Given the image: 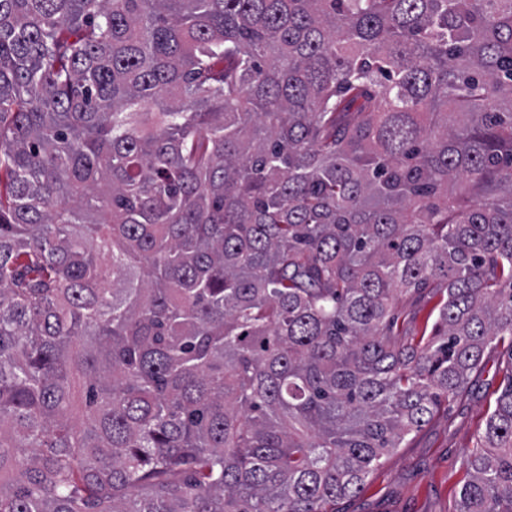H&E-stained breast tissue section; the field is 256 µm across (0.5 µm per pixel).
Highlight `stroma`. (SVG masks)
I'll return each instance as SVG.
<instances>
[{
  "label": "stroma",
  "mask_w": 512,
  "mask_h": 512,
  "mask_svg": "<svg viewBox=\"0 0 512 512\" xmlns=\"http://www.w3.org/2000/svg\"><path fill=\"white\" fill-rule=\"evenodd\" d=\"M440 302L433 292L404 298L400 324L414 331L432 325ZM511 365L503 352L487 351L481 369L470 376L467 392L441 403L425 426L386 454L363 489L338 502L339 512H456L468 478L465 454L484 427L490 393Z\"/></svg>",
  "instance_id": "1"
}]
</instances>
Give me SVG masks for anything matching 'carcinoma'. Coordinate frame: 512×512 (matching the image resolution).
Wrapping results in <instances>:
<instances>
[{
	"instance_id": "1",
	"label": "carcinoma",
	"mask_w": 512,
	"mask_h": 512,
	"mask_svg": "<svg viewBox=\"0 0 512 512\" xmlns=\"http://www.w3.org/2000/svg\"><path fill=\"white\" fill-rule=\"evenodd\" d=\"M491 346L512 0H0V512H336ZM441 299V295L433 292L407 296L398 308L400 313L398 324L412 331H421L425 326L430 328L436 319Z\"/></svg>"
}]
</instances>
